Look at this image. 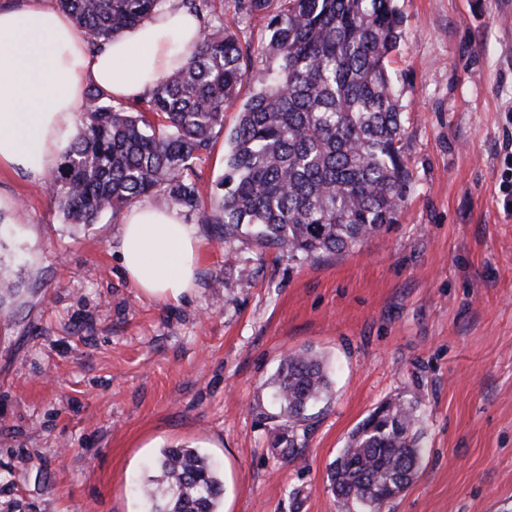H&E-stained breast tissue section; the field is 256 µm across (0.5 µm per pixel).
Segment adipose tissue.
I'll use <instances>...</instances> for the list:
<instances>
[{"mask_svg":"<svg viewBox=\"0 0 512 512\" xmlns=\"http://www.w3.org/2000/svg\"><path fill=\"white\" fill-rule=\"evenodd\" d=\"M199 40L196 18L177 5L115 36L98 53L50 0L0 8V165L35 177L48 173L88 87L115 99L144 95L181 67ZM198 253L177 212L136 205L124 213L121 264L144 295L169 301L190 294Z\"/></svg>","mask_w":512,"mask_h":512,"instance_id":"1","label":"adipose tissue"}]
</instances>
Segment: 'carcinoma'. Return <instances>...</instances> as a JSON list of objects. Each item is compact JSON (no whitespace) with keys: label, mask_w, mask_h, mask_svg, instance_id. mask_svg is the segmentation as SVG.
Instances as JSON below:
<instances>
[{"label":"carcinoma","mask_w":512,"mask_h":512,"mask_svg":"<svg viewBox=\"0 0 512 512\" xmlns=\"http://www.w3.org/2000/svg\"><path fill=\"white\" fill-rule=\"evenodd\" d=\"M217 0H179L201 23V41L179 70L129 104L88 90L78 135L49 172L63 221L93 224L104 213L157 195L247 236L292 261L349 251L401 213L410 177L402 155V112L387 64L400 38L393 0H236L266 20L259 69L237 33L224 29ZM94 50L165 13L169 0H57ZM255 91L229 132L224 173L203 199L195 164L224 129V108L243 84ZM273 398L288 421L308 418L332 383L322 357L287 355ZM417 405L377 407L329 465L345 512H381L417 478L423 457ZM138 492L145 512H220L224 480L194 448H166L157 475Z\"/></svg>","instance_id":"obj_1"}]
</instances>
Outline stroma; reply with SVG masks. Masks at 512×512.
Listing matches in <instances>:
<instances>
[{"label":"stroma","mask_w":512,"mask_h":512,"mask_svg":"<svg viewBox=\"0 0 512 512\" xmlns=\"http://www.w3.org/2000/svg\"><path fill=\"white\" fill-rule=\"evenodd\" d=\"M505 0H394L389 69L411 191L398 223L304 263L182 213L193 292L145 297L120 218L64 224L40 179L0 168V512H143L166 448L224 477L222 512H344L326 471L377 406L423 415L422 473L383 512H512V13ZM312 348L330 399L294 425L271 401ZM296 431V453L275 446Z\"/></svg>","instance_id":"obj_1"}]
</instances>
